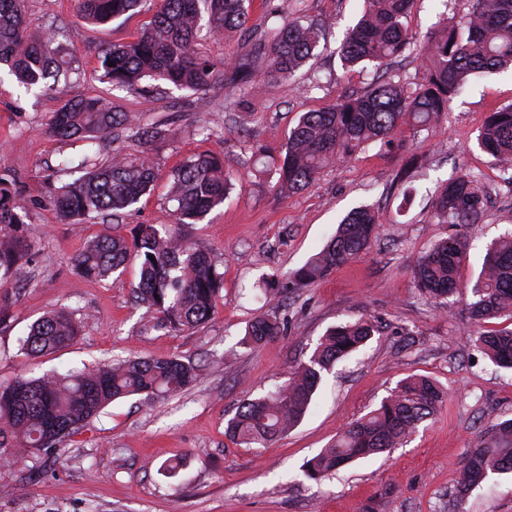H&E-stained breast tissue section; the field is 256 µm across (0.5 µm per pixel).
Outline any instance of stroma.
Returning <instances> with one entry per match:
<instances>
[{"mask_svg": "<svg viewBox=\"0 0 512 512\" xmlns=\"http://www.w3.org/2000/svg\"><path fill=\"white\" fill-rule=\"evenodd\" d=\"M159 0L106 25H90L75 0H25L27 31H55L79 73L66 87L26 93L0 74V173L14 175L26 196L45 197L47 178L64 158L79 157L48 132L52 112L78 96H99L126 112L170 129L157 151L158 177L149 193L118 220L71 224L52 207L32 219L34 261L0 317V382L17 376L63 374L130 357L181 356L203 367L201 378L164 401L114 402L60 450L21 461L0 460V512H512V474H492L459 493L457 479L479 432L512 420V370L494 365L476 341L480 333L512 329L503 315L476 322L471 288L487 245L512 230V185L498 162L477 145L490 112L512 103V71L472 77L427 131L399 127L392 144L369 146L354 159L325 168L309 188L279 195L274 182L246 166L248 144L280 155L306 112L359 92L372 69H346L337 49L357 17L359 0H302L304 14L325 19L327 42L294 78L266 84L253 112L233 122L234 93L176 90L156 82L152 95L118 91L101 80L99 53L132 40ZM469 0H415L405 25L425 38L440 21L459 23ZM220 155L235 189L193 236L216 256L224 288L206 324L165 335L144 328L132 299L137 260L95 281L75 268L86 242L107 231L130 236L139 224H170L171 170L185 157ZM475 176L488 194L480 223L454 227L432 218L431 200L450 177ZM381 214L370 248L325 279L289 294L284 304L261 296L262 277H286L318 253L353 209ZM461 235L469 258L460 288L427 300L412 267L435 241ZM64 309L81 323L71 346L37 358L18 340L45 311ZM287 318L288 331L259 347L242 345L254 316ZM366 319L371 340L325 374L301 423L265 448L225 436L240 401L283 383L292 362L308 360L326 331ZM425 376L448 391L432 419L400 448L352 463L314 482L304 462L328 447L351 422L375 409L397 384ZM174 459L182 466L166 470Z\"/></svg>", "mask_w": 512, "mask_h": 512, "instance_id": "obj_1", "label": "stroma"}]
</instances>
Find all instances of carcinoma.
<instances>
[{
	"label": "carcinoma",
	"mask_w": 512,
	"mask_h": 512,
	"mask_svg": "<svg viewBox=\"0 0 512 512\" xmlns=\"http://www.w3.org/2000/svg\"><path fill=\"white\" fill-rule=\"evenodd\" d=\"M142 0H77L82 19L104 25L135 10ZM464 22L440 26L424 41V71L408 91L380 75L362 92L328 107L305 112L291 130L285 153L270 164L265 146L250 145L252 168L282 193L303 190L321 170L348 161L367 144H389L398 128L410 122L433 127L448 104L476 74L512 65V0H471ZM245 0H160L150 21L131 41L104 50L101 68L112 88L148 91L146 80H162L178 90L205 91L217 83L239 92L236 106L251 111L262 89L255 68L235 61L216 63L199 48L201 21L207 34L245 28ZM413 0H363L358 21L348 27L339 49L347 67L360 64L384 70L389 61L410 49L413 36L404 19ZM23 0H0V66L26 92L52 84L67 86L75 70L65 60L55 36L26 33ZM272 26L249 32L259 68L267 79L292 76L325 40L326 24L305 16L288 18V0H269ZM49 133L72 146L94 149L108 134L138 140L144 150L135 157L113 155L51 190L49 202L64 221L120 217L153 187L158 173L150 151L168 136L167 125L147 123L100 98L82 97L61 106L50 118ZM481 150L512 170V104L489 114L477 136ZM169 200L175 223L139 224L132 239L103 232L89 241L74 263L85 276L105 280L134 257L139 265L135 298L146 307L145 327L165 335L191 330L211 320L224 288V273L213 254L200 246L190 229L224 204L233 182L220 157L194 153L172 171ZM486 195L468 173L450 180L436 196L434 217L442 224H477ZM41 201L22 195L15 178L0 175V288L23 281L31 259L32 228L27 220ZM379 216L368 208L348 215L324 248L288 276L263 279L270 294L303 288L326 278L337 266L367 250L376 238ZM155 260H150L149 256ZM468 258V244L457 234L436 241L414 264L412 275L423 296L446 298L456 292L458 268ZM473 316L478 320L512 311V235L487 250L472 287ZM287 321L260 314L246 326L244 343L260 345L282 335ZM374 325L359 319L326 332L308 361L293 367L273 392L244 400L227 421L225 434L248 448L266 447L305 416L322 380L337 361L365 345ZM79 335L72 314L52 311L35 321L20 339V351L39 357L71 345ZM480 347L496 365L512 369V330L489 331ZM202 376L200 366L180 357L134 358L65 375L17 377L0 383V448L30 455L57 447L80 434L112 401L142 396L156 400L173 395ZM446 392L426 377H409L379 407L349 424L327 448L305 464L308 478L318 481L352 461L384 453L407 443L419 425L434 415ZM512 473V420L477 436L458 484L469 491L490 474Z\"/></svg>",
	"instance_id": "carcinoma-1"
}]
</instances>
